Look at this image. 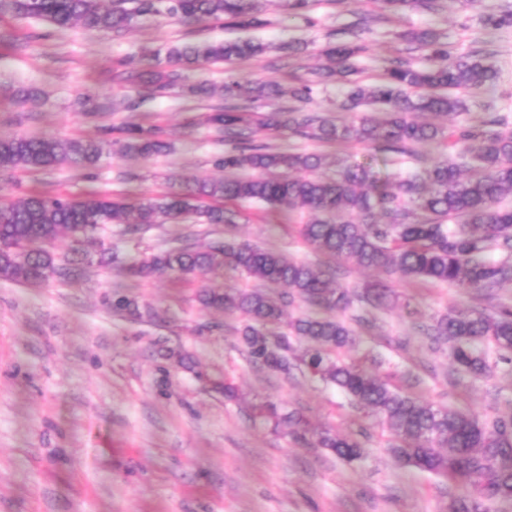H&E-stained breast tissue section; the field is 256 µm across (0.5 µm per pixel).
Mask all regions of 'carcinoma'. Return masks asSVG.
Masks as SVG:
<instances>
[{"mask_svg": "<svg viewBox=\"0 0 512 512\" xmlns=\"http://www.w3.org/2000/svg\"><path fill=\"white\" fill-rule=\"evenodd\" d=\"M32 18L67 28L126 35L145 17L163 16L183 23L216 22L226 29L268 23L261 0H0V16ZM408 50L426 52L428 65L416 67L394 59L376 83L349 85L336 108L369 112L337 123L319 112L300 108L264 113L260 108L288 97L309 101L314 87L333 76L353 72V60L367 50L352 41L321 50L332 67L316 68L293 84L255 81L244 86L225 78L224 108L207 121L224 131L234 146L216 160L227 173L218 180L189 179L156 197L132 201L88 192L80 199L32 193L16 202H0V278L38 285L57 274L69 279L81 268L57 262L50 247L67 232L79 250L91 247L97 263L117 259L101 233L112 226L152 224H235L227 204L252 201L280 212L305 209L310 221L299 235L313 252L375 268L387 280L353 293L335 272L235 239L216 240L205 249L174 246L127 263L134 278L238 271L264 285H284L277 293L262 289L206 287L198 295L206 308L238 313V329L248 357L281 370L297 363L309 377L345 394L365 418L383 422L394 436L389 453L401 467L426 470L454 484L459 496L448 512H482L485 500L512 501V416L482 419L428 400L405 396L381 376L338 357L354 346L355 332L342 315L354 302L385 309L395 297L390 280L446 284L468 293L492 294L512 284V121L488 112L475 125L451 118L468 109L469 97L493 86L497 70L479 55L452 57L433 30L401 35ZM267 43L251 39L178 42L165 55L155 52L145 65L122 62L112 81L138 91L128 103L136 109L148 98L186 91L211 96L216 88L204 80L186 83V73L207 64H235L266 56ZM248 90L249 105L235 104ZM444 118L418 120L421 113ZM321 143L370 146L378 152L413 156L412 170L379 177L373 161L336 160L334 177L317 174L330 164L319 153L274 152L252 142V128ZM104 137L64 140L0 134L1 170H41L69 163L97 167L114 152L160 155L168 143L155 126L122 124L103 129ZM496 252L499 258H490ZM302 301L314 311L294 317L288 307ZM426 336L447 343L457 369L475 377L493 371L485 346L512 355V304L492 312L454 308L432 317ZM254 415L274 426L286 425L309 445L328 448L348 462L366 457L362 445L327 430L317 431L293 413L283 414L272 401L253 406Z\"/></svg>", "mask_w": 512, "mask_h": 512, "instance_id": "obj_1", "label": "carcinoma"}]
</instances>
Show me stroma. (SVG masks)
<instances>
[{"mask_svg":"<svg viewBox=\"0 0 512 512\" xmlns=\"http://www.w3.org/2000/svg\"><path fill=\"white\" fill-rule=\"evenodd\" d=\"M268 26L239 31L212 23L174 24L147 17L120 38L74 26L57 29L32 19L0 17V134L85 139L101 128L141 122L150 114L171 145L149 159L110 155L91 170L69 164L37 171H0V201L31 191L72 198L88 191L110 197L154 196L176 177H223L216 161L224 134L205 121L223 108L222 95L177 94L146 100L135 111L111 109L123 91L112 83L118 61L183 41L242 36L275 44L307 43L299 58L315 65L314 51L352 41L360 18L373 16L360 39L357 78L373 82L387 60L406 52L403 32L430 28L451 55L481 53L498 71L496 85L469 101L460 124L477 122L487 105L512 116V27L492 29L483 17L512 9V0H453L434 12L418 6L391 12L380 0H318L296 15L289 0H262ZM276 79L268 59L208 66L195 74L222 85L226 74ZM36 89L20 105L12 88ZM236 224H167L125 232L112 242L131 259L182 241L195 247L224 238L246 240L333 270L354 287L378 274L351 262L311 252L298 230L309 213L288 217L261 205L236 203ZM249 290L256 282L238 272L183 281L170 275L136 280L119 266H91L71 280L30 286L0 278V512H448L456 487L427 471L396 466L385 425L363 418L339 390L299 370L273 372L250 362L236 330L238 314L203 308L206 286ZM406 303L372 314L356 326L357 344L342 352L413 397L483 418L512 415V364L488 379L454 372L447 348L430 349L421 325L452 307L474 305L464 291L404 281ZM126 297L150 306L155 318L113 310ZM230 380L238 398L226 400L216 382ZM276 402L282 412L312 426L357 439L365 460L348 463L325 448H311L288 427L253 420L251 406Z\"/></svg>","mask_w":512,"mask_h":512,"instance_id":"1","label":"stroma"}]
</instances>
